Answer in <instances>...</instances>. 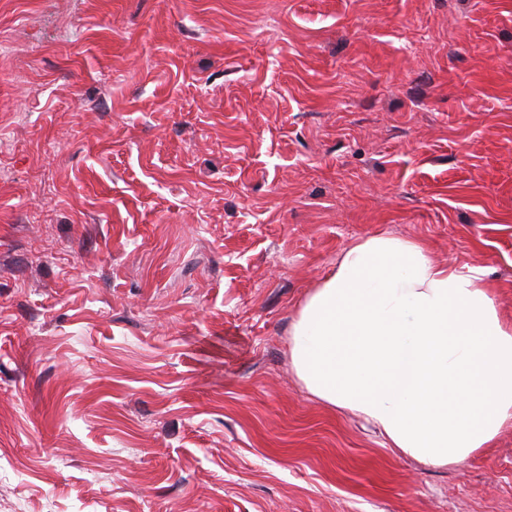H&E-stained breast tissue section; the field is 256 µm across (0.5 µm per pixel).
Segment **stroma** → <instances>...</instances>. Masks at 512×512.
<instances>
[{
	"instance_id": "stroma-1",
	"label": "stroma",
	"mask_w": 512,
	"mask_h": 512,
	"mask_svg": "<svg viewBox=\"0 0 512 512\" xmlns=\"http://www.w3.org/2000/svg\"><path fill=\"white\" fill-rule=\"evenodd\" d=\"M376 234L512 323V0H0V512H512L292 368Z\"/></svg>"
}]
</instances>
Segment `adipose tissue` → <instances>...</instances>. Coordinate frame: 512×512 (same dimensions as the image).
Wrapping results in <instances>:
<instances>
[{
    "label": "adipose tissue",
    "mask_w": 512,
    "mask_h": 512,
    "mask_svg": "<svg viewBox=\"0 0 512 512\" xmlns=\"http://www.w3.org/2000/svg\"><path fill=\"white\" fill-rule=\"evenodd\" d=\"M298 379L391 448L458 465L512 426V324L475 278L389 234L351 245L294 320Z\"/></svg>",
    "instance_id": "adipose-tissue-1"
}]
</instances>
